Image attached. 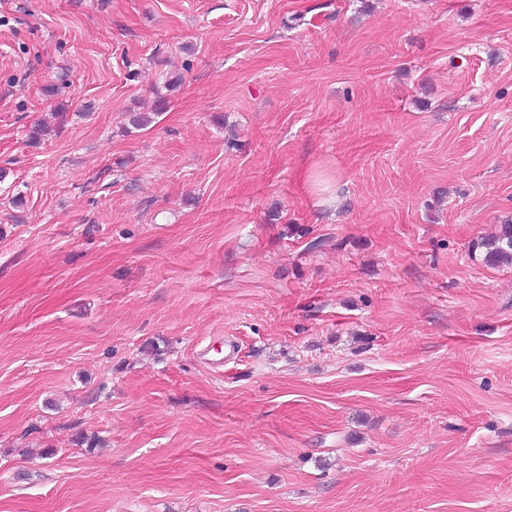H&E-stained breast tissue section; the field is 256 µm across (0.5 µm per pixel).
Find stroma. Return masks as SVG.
Listing matches in <instances>:
<instances>
[{
	"mask_svg": "<svg viewBox=\"0 0 512 512\" xmlns=\"http://www.w3.org/2000/svg\"><path fill=\"white\" fill-rule=\"evenodd\" d=\"M508 220L512 0H0V512H512ZM477 248L486 263L493 266H512V222L500 224L497 231L480 237Z\"/></svg>",
	"mask_w": 512,
	"mask_h": 512,
	"instance_id": "obj_1",
	"label": "stroma"
}]
</instances>
